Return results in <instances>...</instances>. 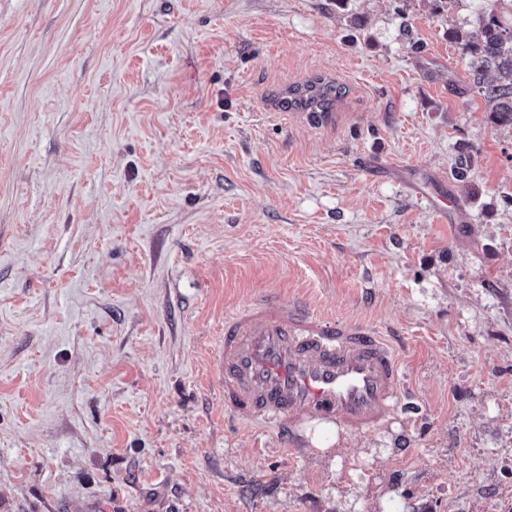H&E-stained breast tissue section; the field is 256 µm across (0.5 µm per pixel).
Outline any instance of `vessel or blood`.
<instances>
[{
    "instance_id": "1",
    "label": "vessel or blood",
    "mask_w": 512,
    "mask_h": 512,
    "mask_svg": "<svg viewBox=\"0 0 512 512\" xmlns=\"http://www.w3.org/2000/svg\"><path fill=\"white\" fill-rule=\"evenodd\" d=\"M217 369L233 421L269 422L290 435L311 421L359 434L388 419L399 399L391 341L316 314L303 297L259 300L226 317Z\"/></svg>"
}]
</instances>
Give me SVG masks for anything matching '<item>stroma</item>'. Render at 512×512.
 I'll list each match as a JSON object with an SVG mask.
<instances>
[{"mask_svg":"<svg viewBox=\"0 0 512 512\" xmlns=\"http://www.w3.org/2000/svg\"><path fill=\"white\" fill-rule=\"evenodd\" d=\"M490 9L0 0V512H512V125L452 36ZM298 294L394 344L374 431L228 421L225 315ZM289 93L293 96L288 99V105L307 110L311 112L313 117L329 112L335 98L339 97L340 94V92L337 93L333 84L330 82L323 83L321 80L310 82L303 87H294Z\"/></svg>","mask_w":512,"mask_h":512,"instance_id":"stroma-1","label":"stroma"}]
</instances>
